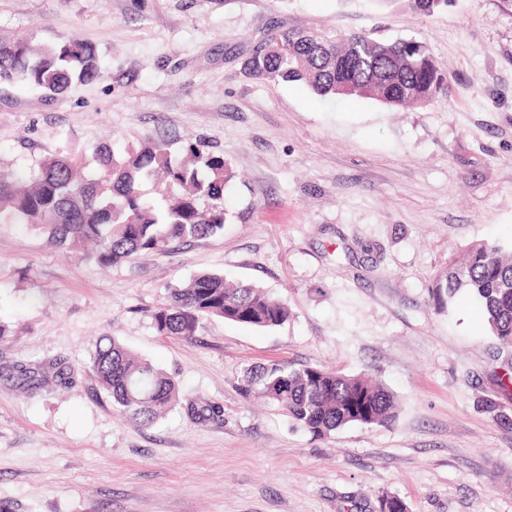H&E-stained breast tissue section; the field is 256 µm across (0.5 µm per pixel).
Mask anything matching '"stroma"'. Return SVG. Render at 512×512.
Segmentation results:
<instances>
[{
    "label": "stroma",
    "mask_w": 512,
    "mask_h": 512,
    "mask_svg": "<svg viewBox=\"0 0 512 512\" xmlns=\"http://www.w3.org/2000/svg\"><path fill=\"white\" fill-rule=\"evenodd\" d=\"M413 38L450 85L417 108L323 98L250 77L270 23ZM92 43L101 81L51 97L0 83V160L92 156L165 138L224 156V230L102 267L0 224V507L5 512H512V395L480 306L434 310L433 278L480 241L512 242V0H0V37ZM202 272L255 283L289 318L201 320L195 340L149 314ZM220 404L141 426L99 389L100 337ZM273 360L381 379L394 421L324 438L240 390ZM65 366L58 386L53 363ZM38 370L30 388L20 368Z\"/></svg>",
    "instance_id": "obj_1"
}]
</instances>
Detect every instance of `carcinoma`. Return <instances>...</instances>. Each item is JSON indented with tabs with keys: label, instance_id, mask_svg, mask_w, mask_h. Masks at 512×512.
<instances>
[{
	"label": "carcinoma",
	"instance_id": "cac0c4a2",
	"mask_svg": "<svg viewBox=\"0 0 512 512\" xmlns=\"http://www.w3.org/2000/svg\"><path fill=\"white\" fill-rule=\"evenodd\" d=\"M430 14L453 0H408ZM251 76L267 82H300L321 96L371 98L389 107L421 105L448 87L439 62L415 39L382 41L366 32L340 35L272 25L247 62ZM103 77L96 48L77 38L57 46L26 38L0 39V82H24L54 95ZM90 167L83 156L61 152L16 169H0V223L25 224L60 247L90 241L87 259L116 265L142 252L163 253L172 244L207 238L224 229L226 189L236 177L220 155L188 143L176 152L158 139L115 149L100 144ZM483 306L490 333L512 344V248L499 242L472 244L463 262L435 276L430 298L446 311L459 294ZM269 329L288 320V306L254 284H234L213 272L193 276L170 291L150 318L158 333L192 339L200 320ZM98 386L140 425L153 424L180 407L199 424L223 416L224 407L182 395L178 381L103 337L90 357ZM242 392L281 406L316 437L350 424L383 425L396 416L394 394L362 375L316 366L290 368L272 362L247 370Z\"/></svg>",
	"mask_w": 512,
	"mask_h": 512
}]
</instances>
